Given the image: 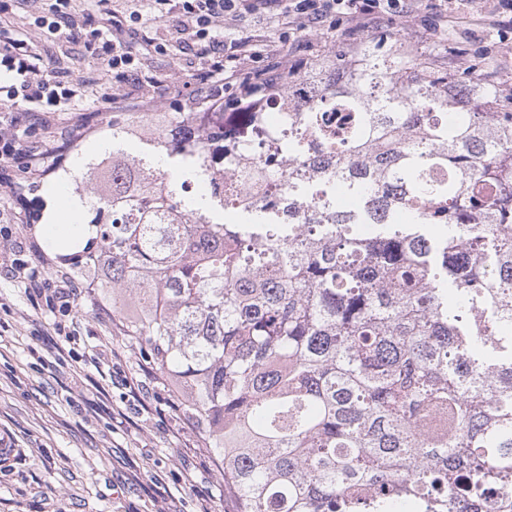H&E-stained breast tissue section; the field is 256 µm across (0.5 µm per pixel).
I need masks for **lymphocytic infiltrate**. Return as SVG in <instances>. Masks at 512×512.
<instances>
[{"mask_svg":"<svg viewBox=\"0 0 512 512\" xmlns=\"http://www.w3.org/2000/svg\"><path fill=\"white\" fill-rule=\"evenodd\" d=\"M77 0H10L0 5V112L25 108L32 128L41 130V141L27 144L19 136L0 126V171L10 170L18 158L34 161L53 146L57 135L53 117L58 112L73 113L67 131L69 141H76L92 124L87 113L74 108L86 97L96 96L116 105L151 104L154 91L140 70L139 56L126 44L114 41L116 33L136 29L143 21L138 10L118 11L112 0H97L100 18L89 24L78 10ZM245 0H148L151 18L166 23L168 35L146 39L147 50L164 54L171 46L185 53L186 80L181 95L188 100L217 102L228 86L257 93L274 86H284L306 63L285 48L274 49V62L262 68L252 67L253 51L246 42L225 41L222 34L224 16L238 12ZM281 8L293 30L330 28L340 31L343 40L358 47L366 30L385 19L407 17L418 10L413 0H267ZM34 20L33 26L21 28L14 23L15 11ZM47 29L64 43H79L87 57L97 61L113 80L100 82L95 76L61 78L56 68L47 66L36 51L35 33Z\"/></svg>","mask_w":512,"mask_h":512,"instance_id":"lymphocytic-infiltrate-1","label":"lymphocytic infiltrate"}]
</instances>
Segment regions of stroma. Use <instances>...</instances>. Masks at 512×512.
Here are the masks:
<instances>
[{"label": "stroma", "mask_w": 512, "mask_h": 512, "mask_svg": "<svg viewBox=\"0 0 512 512\" xmlns=\"http://www.w3.org/2000/svg\"><path fill=\"white\" fill-rule=\"evenodd\" d=\"M387 28L414 47L496 40L477 12L450 23L444 34L420 16ZM224 33L248 41L263 66L271 61L267 48L287 41L288 26L275 10L260 8L226 15ZM141 70L162 89L155 110L173 111V89L185 78L177 55H143ZM101 139L93 129L70 145L62 170L40 178L34 209H45L74 156L98 148ZM75 255L49 247L17 204L0 207V266L21 257L48 279ZM96 302L92 296L77 305L65 338L54 330L57 314L35 291L0 276V432L16 448L0 463V512H232L196 427L182 409L168 406L170 388L139 346L101 323ZM107 342L111 380L91 368L78 371L88 349Z\"/></svg>", "instance_id": "1"}]
</instances>
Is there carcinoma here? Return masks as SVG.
Segmentation results:
<instances>
[{"instance_id": "obj_1", "label": "carcinoma", "mask_w": 512, "mask_h": 512, "mask_svg": "<svg viewBox=\"0 0 512 512\" xmlns=\"http://www.w3.org/2000/svg\"><path fill=\"white\" fill-rule=\"evenodd\" d=\"M479 69L368 36L249 112L114 117L68 169L235 512H512V88Z\"/></svg>"}]
</instances>
